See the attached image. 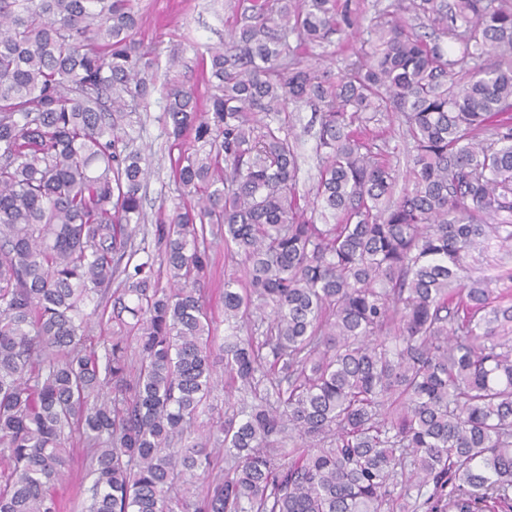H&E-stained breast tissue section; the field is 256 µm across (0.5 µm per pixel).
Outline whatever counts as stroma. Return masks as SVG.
Returning <instances> with one entry per match:
<instances>
[{"instance_id":"35a3bbf8","label":"stroma","mask_w":512,"mask_h":512,"mask_svg":"<svg viewBox=\"0 0 512 512\" xmlns=\"http://www.w3.org/2000/svg\"><path fill=\"white\" fill-rule=\"evenodd\" d=\"M237 3L238 0H136L141 17L138 40L154 48L159 62H166L169 55H177L179 63L170 70L169 77L194 87L199 107L204 111L209 108L210 91L202 56L207 47L223 43L236 20ZM162 116V101L151 97L147 106L133 115V124L128 129L134 147L142 149L150 160L144 200L145 222L149 225L154 224L159 210L170 211L192 201L174 183L171 161L177 157L178 150L165 134ZM317 131L316 106L300 104L294 136L299 155L298 190L303 195L311 193L318 177ZM231 274L242 276L241 266L226 257L222 242H212L205 289L209 311L219 324L224 321V278ZM85 454V448H74L71 469L65 481L56 487V494L65 505L64 512H81L85 491L91 484L86 475Z\"/></svg>"}]
</instances>
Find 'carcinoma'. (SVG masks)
Masks as SVG:
<instances>
[{"label":"carcinoma","mask_w":512,"mask_h":512,"mask_svg":"<svg viewBox=\"0 0 512 512\" xmlns=\"http://www.w3.org/2000/svg\"><path fill=\"white\" fill-rule=\"evenodd\" d=\"M249 10L208 52V111L162 85L173 144L194 133L173 180L199 201L151 249L124 130L157 90L134 0H0V512H60L73 438L82 512H415L427 485L428 512H512V292L491 288L512 271L467 275L512 255V0L398 4L336 82L299 55L358 26L351 0ZM313 100L311 201L289 106ZM383 112L411 144L400 190ZM214 231L244 264L222 337ZM95 317L117 326L100 346ZM219 366L252 402L197 435Z\"/></svg>","instance_id":"cac0c4a2"}]
</instances>
